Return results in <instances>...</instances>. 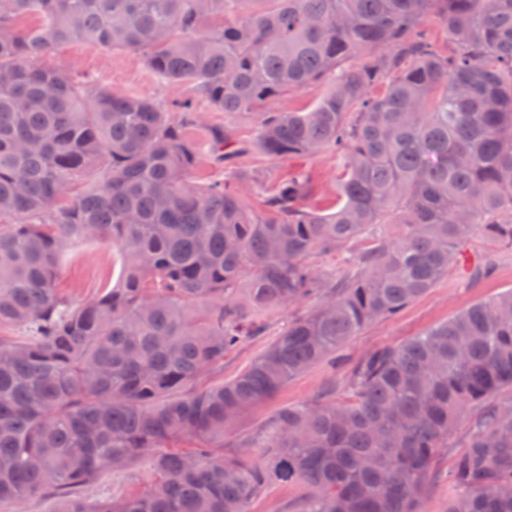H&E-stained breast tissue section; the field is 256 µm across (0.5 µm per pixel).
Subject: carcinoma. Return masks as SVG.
Masks as SVG:
<instances>
[{
	"instance_id": "1",
	"label": "carcinoma",
	"mask_w": 512,
	"mask_h": 512,
	"mask_svg": "<svg viewBox=\"0 0 512 512\" xmlns=\"http://www.w3.org/2000/svg\"><path fill=\"white\" fill-rule=\"evenodd\" d=\"M40 25L22 32L17 21ZM434 17L442 48L419 29ZM63 44L142 52L186 86L176 118L40 66ZM325 81L308 111L271 108ZM254 114L271 159L331 153L341 201L307 174L246 201L234 173L198 183L235 129L186 135L200 105ZM401 224L394 238L379 228ZM512 246V0H0V505L58 512H249L299 483V512H422L432 462L471 420L448 512H512V290L354 368L337 401L279 413L266 465L212 446L241 411L433 287L475 235ZM123 256L74 304L76 241ZM341 255L323 270L315 260ZM304 300L235 378L202 380L263 317ZM147 461L144 489L76 490ZM59 507V501L45 495L27 499L20 504L4 503L0 506V512H55Z\"/></svg>"
}]
</instances>
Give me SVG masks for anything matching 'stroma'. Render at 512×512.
<instances>
[{
  "label": "stroma",
  "instance_id": "1",
  "mask_svg": "<svg viewBox=\"0 0 512 512\" xmlns=\"http://www.w3.org/2000/svg\"><path fill=\"white\" fill-rule=\"evenodd\" d=\"M45 63L67 69L75 80L105 85L119 95L147 97L167 108L188 94L185 86L159 82L143 54L135 50L112 51L98 45L66 44L59 46ZM201 115L207 125L234 127L239 150L229 162L222 164L210 156H203L194 171L196 179L220 181L233 171H254L271 183L307 173L319 186L322 198L335 199L338 180L336 160L332 155L274 160L256 147L259 123L255 115H229L208 109L202 110ZM469 250L475 255L495 254V265L474 280L449 272L398 316L372 322L361 329L340 348L335 364L316 365L288 381L271 398L243 410L224 432L225 453L232 454L243 448L252 459H264L263 444L282 410L319 401L325 391L341 389L351 370L372 352L402 344L468 307L512 289V249H498L492 242L477 237ZM120 272L121 259L116 247L97 240H85L75 243L65 253L59 286L74 303H83L96 297L102 288L115 285ZM291 314V309L285 308L267 315L266 334L248 337L225 355L224 365L214 373V380L228 381L244 371L284 327ZM460 448L461 442L456 439L436 456L432 465L433 479L422 502L423 512H448V470ZM144 479L138 469L109 474L84 487L81 495L94 503L142 488ZM303 495L304 489L299 484L274 483L251 500L249 512H298Z\"/></svg>",
  "mask_w": 512,
  "mask_h": 512
}]
</instances>
